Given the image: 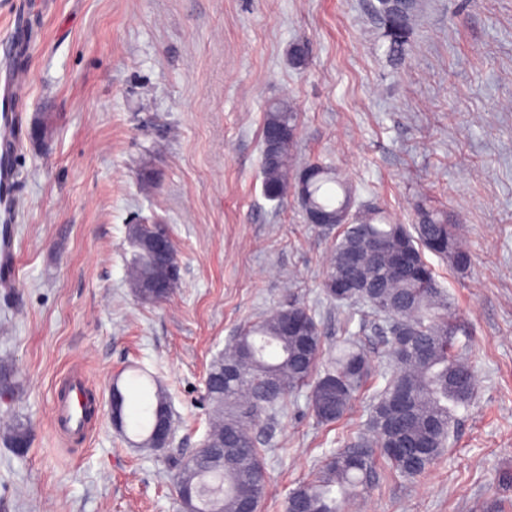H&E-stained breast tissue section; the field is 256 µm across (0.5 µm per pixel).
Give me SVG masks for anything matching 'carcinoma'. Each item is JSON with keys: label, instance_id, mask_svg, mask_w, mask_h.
Returning a JSON list of instances; mask_svg holds the SVG:
<instances>
[{"label": "carcinoma", "instance_id": "1", "mask_svg": "<svg viewBox=\"0 0 512 512\" xmlns=\"http://www.w3.org/2000/svg\"><path fill=\"white\" fill-rule=\"evenodd\" d=\"M417 11V0H378L374 5L389 39L388 52L397 59L403 56ZM270 129L281 130L282 136L272 149L262 140L266 195L277 199L293 189L304 213L324 215L326 223L320 228L344 227L326 264L323 293L328 300L361 313V318L381 322L379 330L394 366L383 375L385 385L373 406L368 435H358L350 447L330 455L314 477L298 483L287 499L289 507L297 498L305 499L307 512H342L338 503L365 493L378 461L395 475L423 474L446 447L455 412L473 398L478 380L467 358L456 350L455 339L448 337L452 306L439 288L424 251L448 259L462 273L471 267V254L448 213L425 201L416 206L417 224L411 230L380 208L352 214V187L335 168L317 162L293 165L298 125L297 113L289 104L278 102L269 107L262 133ZM166 233L167 227L161 224L127 227L128 239L139 243L129 267L128 284L143 303L165 301L179 286L175 260L167 287H151L158 258L149 242ZM371 237L383 241L387 253L374 256ZM404 250L416 253L417 266L393 275L389 272L391 256ZM350 253L359 257L366 282L378 280L381 287H336V272ZM294 316L305 321L306 335L286 333L285 324ZM370 373L369 361L354 336L343 337L336 351L325 352L315 310L304 304L290 303L241 328L208 370L206 401L212 413L201 448L188 456H169L176 486L182 489L175 495L179 512H240L239 492L243 488L251 491L254 506L260 507L268 478L263 449L258 447L253 427L262 413L275 412L307 387L309 408L317 421L334 424L350 410ZM138 377L151 397L146 415L134 423L137 440L132 447L156 452L157 414L166 411L172 431L173 413L157 377L145 370ZM402 386L409 392V401L406 412L398 417L393 414L392 400ZM17 388L13 369L0 365V395H12ZM3 438L16 455L27 452L25 447H15L17 443L29 444L24 422L10 423ZM397 441L411 450L422 446L428 453L405 461L390 451Z\"/></svg>", "mask_w": 512, "mask_h": 512}]
</instances>
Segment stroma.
Returning <instances> with one entry per match:
<instances>
[{"label":"stroma","instance_id":"1","mask_svg":"<svg viewBox=\"0 0 512 512\" xmlns=\"http://www.w3.org/2000/svg\"><path fill=\"white\" fill-rule=\"evenodd\" d=\"M376 0H0L4 60L29 71L0 130V225L14 266L0 283V361L19 389L0 420L27 424L18 456L0 443V512H177L163 455L128 447L109 404L132 366L153 372L180 419L176 450L200 447L211 361L231 336L291 302L316 311L326 346L355 332L377 376L351 413L317 424L305 394L255 428L268 476L261 512L325 456L365 432L389 368L372 323L323 298L334 234L295 194L266 196L268 106L298 114L294 162L335 165L361 205L415 222L428 197L473 254L464 274L427 255L457 316L478 390L440 459L410 479L377 468L345 512H512V0H420L402 62ZM303 43L305 66L289 60ZM47 118L45 147L29 139ZM131 224H163L180 287L144 304L126 269ZM82 379L99 413L81 441L54 428L56 389Z\"/></svg>","mask_w":512,"mask_h":512}]
</instances>
